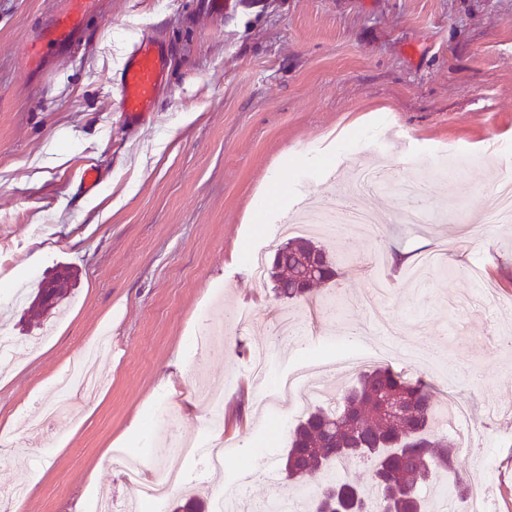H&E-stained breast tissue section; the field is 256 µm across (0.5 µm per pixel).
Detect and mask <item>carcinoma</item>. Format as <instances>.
Wrapping results in <instances>:
<instances>
[{
  "mask_svg": "<svg viewBox=\"0 0 512 512\" xmlns=\"http://www.w3.org/2000/svg\"><path fill=\"white\" fill-rule=\"evenodd\" d=\"M311 261L322 267L319 277L299 282L300 268ZM335 276V262L325 247L304 237L277 246L266 269L275 294L288 300L307 298L314 286ZM74 277L68 271L40 282L28 312L42 316L58 309ZM383 391L409 401V409L395 422L378 415L375 398ZM435 413L432 387L423 378H407L389 365L361 371L334 408L318 407L294 427L280 472L295 490L304 486L308 474L323 473L322 484L306 501V512H430L421 489L451 469L454 452L447 437L432 434ZM356 460L372 465L369 490L331 477L334 469ZM470 481L455 474L447 487L462 501Z\"/></svg>",
  "mask_w": 512,
  "mask_h": 512,
  "instance_id": "carcinoma-1",
  "label": "carcinoma"
}]
</instances>
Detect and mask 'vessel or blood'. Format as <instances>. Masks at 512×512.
Instances as JSON below:
<instances>
[{
  "instance_id": "vessel-or-blood-1",
  "label": "vessel or blood",
  "mask_w": 512,
  "mask_h": 512,
  "mask_svg": "<svg viewBox=\"0 0 512 512\" xmlns=\"http://www.w3.org/2000/svg\"><path fill=\"white\" fill-rule=\"evenodd\" d=\"M97 0H65L45 18L25 44L28 65H37L50 50L70 49L95 12ZM167 88L165 48L160 39L145 33L135 42L119 75L121 110L126 121L145 120Z\"/></svg>"
}]
</instances>
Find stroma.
<instances>
[{
	"label": "stroma",
	"mask_w": 512,
	"mask_h": 512,
	"mask_svg": "<svg viewBox=\"0 0 512 512\" xmlns=\"http://www.w3.org/2000/svg\"><path fill=\"white\" fill-rule=\"evenodd\" d=\"M59 0H0V240L13 259L0 266V327L14 353L0 364V422L25 415L37 433L13 432L0 449V488L40 481L21 512H94L98 498L123 507L131 491L105 467L106 448H133L153 466L179 463L190 488L215 510L218 486L264 457L269 471L299 420L286 403L261 413L270 386L255 382L249 353L267 344L274 373L350 350L376 355L387 322L448 373L473 406L495 404L456 473L473 472L480 451L496 512H512V223L486 224L483 207L512 162V0H99L77 44L28 70L26 36ZM153 32L166 49L168 89L154 112L127 122L111 82L135 40ZM332 151L333 162L294 169L287 157ZM425 173L426 206L438 222L407 224L398 191L362 200L385 218L381 237L351 225L345 241L322 236L337 275L309 301L276 297L255 280L247 254L276 235L249 221L268 177L288 185L283 217L334 211L345 199L332 174L355 156ZM103 181L79 188L86 164ZM386 257L384 267L372 261ZM481 266L484 278L469 270ZM77 283L62 314L36 319L15 294L63 267ZM384 280L386 301L357 297ZM248 310V328H224L204 376L224 386V421L212 429L196 398L192 340L207 312ZM293 316L302 342L280 336ZM106 335L95 367L109 383L83 424L49 419L52 381L85 343ZM177 415L154 435L161 406ZM201 447L231 446L222 477L175 461L171 435Z\"/></svg>",
	"instance_id": "1"
}]
</instances>
